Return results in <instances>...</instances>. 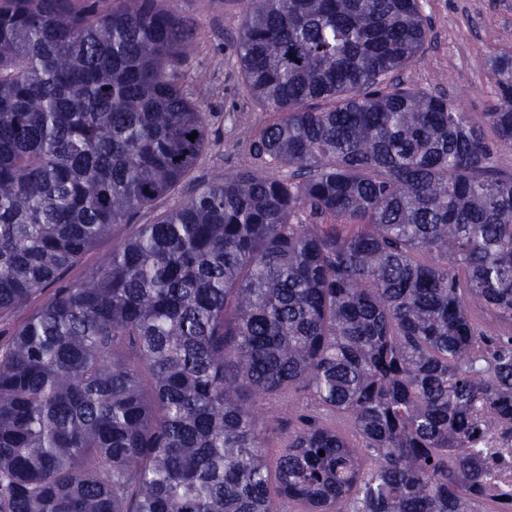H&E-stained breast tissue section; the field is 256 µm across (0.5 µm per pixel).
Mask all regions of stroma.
<instances>
[{
	"mask_svg": "<svg viewBox=\"0 0 512 512\" xmlns=\"http://www.w3.org/2000/svg\"><path fill=\"white\" fill-rule=\"evenodd\" d=\"M182 15L194 20L196 40L181 74L186 93L196 100L211 124V146L166 196L144 210L136 224L154 222L195 194L217 169L234 173L250 165L251 133L272 115L247 93L235 52L241 32L239 0H174ZM431 36L401 72L405 83L456 102L475 121L497 103L490 60L502 46L501 34L512 29V0H422ZM136 224H117L66 275L79 282L99 259L128 239Z\"/></svg>",
	"mask_w": 512,
	"mask_h": 512,
	"instance_id": "obj_1",
	"label": "stroma"
}]
</instances>
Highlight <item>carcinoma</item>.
<instances>
[{
  "label": "carcinoma",
  "mask_w": 512,
  "mask_h": 512,
  "mask_svg": "<svg viewBox=\"0 0 512 512\" xmlns=\"http://www.w3.org/2000/svg\"><path fill=\"white\" fill-rule=\"evenodd\" d=\"M171 0H0V512H476L467 443L512 417V173L445 96L393 80L421 0H243L275 118L82 281L209 144ZM485 113L512 145V34ZM197 133L194 140L188 135ZM288 169L271 176L261 168ZM304 396L271 457L261 421ZM325 456H319V451ZM135 229L136 226L134 224H115L107 237L100 240L92 250L83 255L79 262L70 268L66 275V281L70 283L79 282L85 273L98 263L103 255L109 253L113 247L120 245L128 239ZM50 291H46L40 297L34 298L25 305L15 308L8 314H6L0 320V331L2 336H0V345H6L11 336L12 330L17 327L19 324L24 322L33 312L41 305V303L48 296Z\"/></svg>",
  "instance_id": "carcinoma-1"
}]
</instances>
